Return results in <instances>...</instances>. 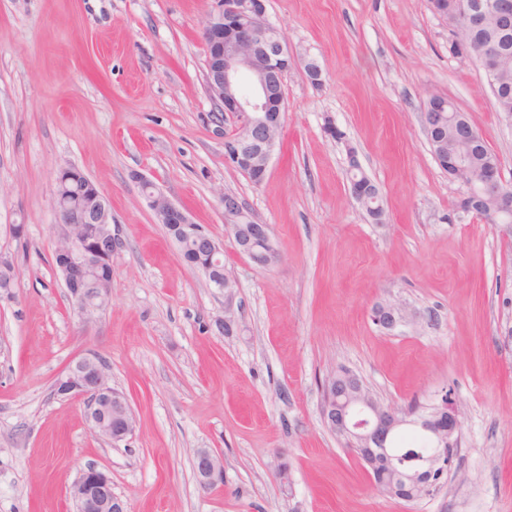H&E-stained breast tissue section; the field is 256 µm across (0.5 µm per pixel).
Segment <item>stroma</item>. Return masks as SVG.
<instances>
[{
  "label": "stroma",
  "instance_id": "obj_1",
  "mask_svg": "<svg viewBox=\"0 0 512 512\" xmlns=\"http://www.w3.org/2000/svg\"><path fill=\"white\" fill-rule=\"evenodd\" d=\"M214 5L0 0V250L16 261L13 296L0 298V512H74L68 488L89 465L128 512H512V239L456 212L463 186L438 166L420 114L429 97L451 101L511 184L512 118L478 63L451 52L428 0H267L299 63L254 185L225 163L205 88L201 32ZM350 148L384 223L350 191ZM66 166L99 184L125 233L109 305L89 326L52 264L51 199ZM140 175L223 240L232 298L180 260ZM225 191L270 225L280 263L256 265L226 239ZM12 224L25 225L24 241ZM388 301L406 310L390 331L372 320ZM228 308L236 324L224 335L215 321ZM89 352L128 399L129 441L99 438L82 400L53 391ZM343 366L399 411L451 393L463 434L432 494L379 493L324 427L323 386ZM198 448L224 462L207 492Z\"/></svg>",
  "mask_w": 512,
  "mask_h": 512
}]
</instances>
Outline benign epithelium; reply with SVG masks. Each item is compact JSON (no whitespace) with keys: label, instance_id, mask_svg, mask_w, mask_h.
I'll return each mask as SVG.
<instances>
[{"label":"benign epithelium","instance_id":"7a95c632","mask_svg":"<svg viewBox=\"0 0 512 512\" xmlns=\"http://www.w3.org/2000/svg\"><path fill=\"white\" fill-rule=\"evenodd\" d=\"M462 9L473 25L482 24L491 14L498 21L499 33L512 31V0H492L488 10L473 3ZM202 36L206 88L224 117L225 162L259 185L282 134L284 80L296 57L281 31L267 21L265 0H218L207 16ZM461 57L476 59L490 74L501 61L500 51L492 43L465 51ZM445 108L447 99L435 96L428 99V108L420 117L434 157L448 155V176L466 188L457 203L458 210L466 214L481 211L483 203L491 200L486 215L503 236L512 238V186L504 182L501 168L473 175L468 170L467 154L432 139ZM456 124L463 130L461 139L469 148L484 144L481 133L462 118H457ZM133 178L146 187L144 198L158 223L177 225L184 242L196 253L210 287L231 297L236 283L220 267L224 241L193 223L187 212L169 201L152 182L137 173ZM221 203L225 234L238 252L259 265L277 263L281 253L270 226L257 222L235 193H224ZM52 204L55 251L65 255L55 271L86 325L96 321L108 305L109 296L101 287L98 272L112 265V256L125 247L124 230L112 222L111 205L97 182L69 167L59 172ZM404 318L405 309L397 302L380 304L373 310L374 321L386 330L395 328ZM325 387L321 408L324 426L347 442L350 451L366 465L376 489L385 495L395 493L392 475L405 467L389 453V439L410 427L432 433L437 453L406 475L411 487L408 500L429 495L434 478L440 479L448 472V446L462 434L461 415L452 397L445 394L430 411L414 415L387 407L351 370L337 372ZM55 393L62 398H83L87 421L96 435L114 444L134 435L136 421L127 398L112 388L109 369L98 354L90 352L69 366L57 379ZM194 467L201 488L210 490L222 482L223 461L210 449H196ZM70 495L76 512H127L126 502L112 491L111 478L96 466L80 472Z\"/></svg>","mask_w":512,"mask_h":512}]
</instances>
